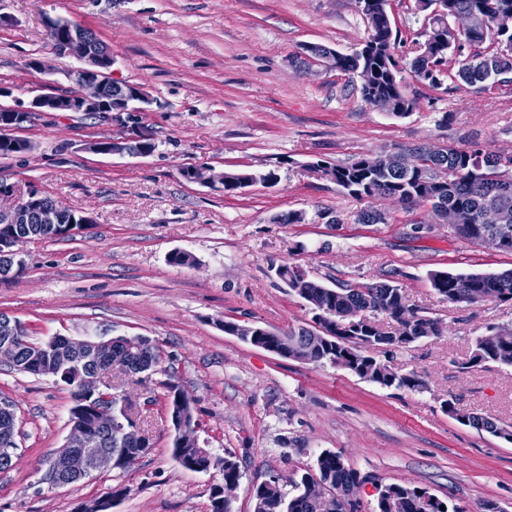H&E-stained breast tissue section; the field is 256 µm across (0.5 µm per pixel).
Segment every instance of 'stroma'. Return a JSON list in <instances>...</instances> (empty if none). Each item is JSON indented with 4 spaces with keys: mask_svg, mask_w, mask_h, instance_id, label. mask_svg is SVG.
Masks as SVG:
<instances>
[{
    "mask_svg": "<svg viewBox=\"0 0 512 512\" xmlns=\"http://www.w3.org/2000/svg\"><path fill=\"white\" fill-rule=\"evenodd\" d=\"M0 14L10 18L0 25L8 105L71 89L76 61L55 55L47 32L49 20L65 18L111 50L114 80L153 98L140 120L156 143L146 157L91 151L127 133L106 113L45 112L17 130L31 148L0 157V182L15 191L0 197V210L34 188L90 222L21 244L22 269L0 281V312L36 342L140 335L162 355L143 384L117 388L155 397L139 420L149 450L127 468L57 489L42 477L70 431L71 389L0 365V398L20 421L13 464L0 472V512H79L112 490L110 512H210L224 479L174 461L163 404L171 380L192 400L201 446L241 465L232 512H253L254 487L273 478L294 495V480L326 449L357 472L360 512H377L379 483L424 488L463 512L483 502L512 512V444L441 408L452 394L460 408L512 425V366L457 367L477 336L512 328V303L452 304L428 278L504 272L512 253L455 237L427 206L376 199L386 223H358L361 202L314 168L421 144L512 154V83L478 90L447 78L433 89L409 77L412 112L372 108L358 78L302 65L311 44L343 54L361 47L369 28L355 0H0ZM388 14L397 54L410 61L427 15L416 0H389ZM35 58L48 70L29 69ZM199 166L275 180L228 194L182 177ZM289 213L302 221L283 223ZM176 251L192 263L171 264ZM281 265L329 286L390 282L437 318L442 335L372 351L425 389L383 388L225 333L227 320L280 334L312 327L308 304L276 278Z\"/></svg>",
    "mask_w": 512,
    "mask_h": 512,
    "instance_id": "35a3bbf8",
    "label": "stroma"
}]
</instances>
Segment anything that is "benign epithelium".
I'll list each match as a JSON object with an SVG mask.
<instances>
[{"mask_svg": "<svg viewBox=\"0 0 512 512\" xmlns=\"http://www.w3.org/2000/svg\"><path fill=\"white\" fill-rule=\"evenodd\" d=\"M453 23L456 38L459 40L466 38L474 30L505 35L512 31V13H479L469 18L455 16ZM48 33L57 55L73 57L79 62L78 67L67 73L68 79L77 85L78 90L73 95H37L25 108L1 106L0 112L8 116V119L0 121V141L8 139L3 131L22 128L41 112H97L107 100L112 102L110 112L118 120L122 119L124 113L130 115L150 111L153 100L139 86L111 80L114 56L93 31L66 19H56L49 21ZM147 137V128L138 124L134 126L133 135L112 139L105 147L94 143L90 149L104 154L142 156L144 150H134L132 142ZM192 173L193 183L212 186L224 183V173L212 168L195 167ZM0 221L5 224H49L54 227L63 224L72 232L75 223L85 224L87 218H76L74 210L51 198H43L39 191L33 189L18 199L9 210H1ZM18 246L19 241L14 238L0 237V260L7 263L14 261ZM146 342L147 338L144 336H117L106 341L54 336L50 339L52 347L64 351L65 357L57 362L56 370L47 372V375L56 380L60 378L67 381L73 361L98 357V351L104 345L110 348L115 345ZM115 368L127 375H133L125 366L123 357L114 358L109 352L102 360V369L80 381L74 388L75 403L83 402L95 394L102 397L103 403L95 411L93 424H72L63 447L48 459L47 475L59 488L65 486L67 479L72 476H83L88 472L112 467V452L100 449L102 435L112 431V427H118L120 441L128 445L121 458L125 467L140 457V447L147 444V437L140 432L135 421H119V414L124 412V407L120 406L122 397L112 393V381L108 380ZM168 415L174 443L180 447L191 445L200 450L207 457L210 469L223 464L222 457L199 445L198 423L194 417L185 415L180 418L171 411Z\"/></svg>", "mask_w": 512, "mask_h": 512, "instance_id": "7a95c632", "label": "benign epithelium"}]
</instances>
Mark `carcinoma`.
<instances>
[{"label":"carcinoma","mask_w":512,"mask_h":512,"mask_svg":"<svg viewBox=\"0 0 512 512\" xmlns=\"http://www.w3.org/2000/svg\"><path fill=\"white\" fill-rule=\"evenodd\" d=\"M373 30L362 48L351 54H338L327 60L328 67L345 74L361 66L369 69L371 80L361 86L363 100L370 106L388 104L392 114L402 116L417 105L407 96L398 77L395 60L397 35L393 33L387 11L388 0H364ZM512 9V0H444L446 15L429 20L424 41L418 43L411 70L417 80L432 88L439 84L429 79L436 68L459 82L484 88L498 73L512 74V50H488L483 47L487 35L475 32L466 40V46L448 57L456 37L449 20L457 13ZM412 151L418 155L416 166L410 171L392 168L379 156L360 157L349 162L330 165L316 164L336 185L359 201L393 196L406 208L428 205L433 212L442 206L459 211L460 222L450 227L456 237L474 245H488L512 252V155L479 148L469 149L448 145L441 148L436 158L428 147L417 145ZM254 183V175L242 171L229 173L224 192L229 194ZM14 235L21 241L33 237L57 238L58 231L44 224L0 223V235ZM279 279L305 300L313 312V322L326 331V341L318 343L311 362L331 363L338 367L348 363V371L358 377L384 387L419 391L423 382L412 373H401L391 365L368 355L372 347L404 348L426 336L442 334L438 319L420 314L402 289L388 282L374 284H346L334 288L311 278L296 275L294 267L278 268ZM436 293L450 303L477 305L488 301L512 302V270L501 273H453L432 271L428 274ZM367 309L369 315L358 312ZM312 336V330L300 328L286 336L272 335L283 343L288 357L297 358L302 345ZM36 344L28 339V331L18 325L9 336L0 335V363L15 370L39 373L29 367ZM158 357L155 345L134 348L126 359L133 370H151ZM489 363L512 366V328H500L475 341L469 358L457 365L462 371ZM442 409L459 423L479 432L512 443V429L488 416L464 413L456 402H442ZM184 469L197 472L206 469L207 460L194 449H185L174 456ZM224 482L239 483L242 474L239 461L230 453L224 455ZM327 483L332 490L328 506L321 507L307 483ZM356 472L347 466L341 454L324 450L316 458L314 467L306 470L294 482L297 493L287 496L281 489L267 483L254 488V512H358V502L352 498ZM444 502L418 487L400 484L385 485L378 502V512H442Z\"/></svg>","instance_id":"1"}]
</instances>
